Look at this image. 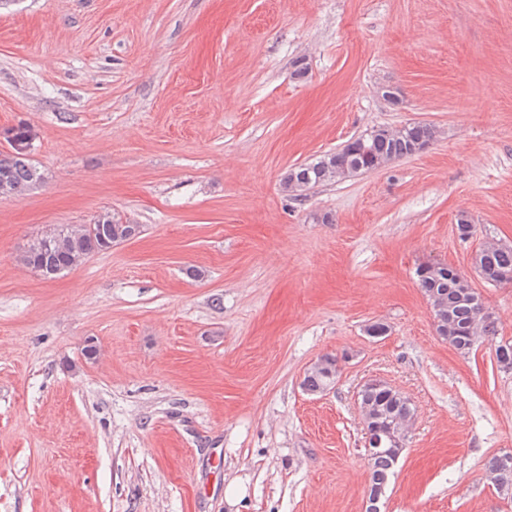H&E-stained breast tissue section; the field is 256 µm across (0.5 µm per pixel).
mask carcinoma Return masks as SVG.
Masks as SVG:
<instances>
[{
    "label": "carcinoma",
    "instance_id": "obj_1",
    "mask_svg": "<svg viewBox=\"0 0 512 512\" xmlns=\"http://www.w3.org/2000/svg\"><path fill=\"white\" fill-rule=\"evenodd\" d=\"M31 129L18 126L10 130L11 152L0 153V197H19L34 184L44 180L40 170L30 163L20 146ZM437 137L434 126L409 123L400 127L376 126L351 138L341 148L328 152L312 162L289 169L283 177V189L298 197L323 184L344 181L353 176L378 170L427 148ZM96 232L89 235L83 225L61 224L54 236L36 249L23 252V264L43 268V277L56 278L78 266L92 254L108 251L111 243L133 239L141 233V225L131 224L112 215L100 213L94 219ZM479 276L493 286L512 285V246L496 241L484 242L474 256ZM418 285L428 298L434 312L441 316L436 326L439 336L458 353L470 355L480 343L496 336L491 315L478 295L466 291L457 280V273L439 263H428L416 271ZM495 360L504 371L512 370V340L495 344ZM339 359L323 355L305 372L302 388L318 394L335 387L339 376ZM359 413L366 433L381 441L370 443L368 500H381L389 483L395 459L406 441L415 420V407L409 397L387 381L372 378L358 390ZM491 480L497 489L512 490V465L502 464V457L488 465Z\"/></svg>",
    "mask_w": 512,
    "mask_h": 512
}]
</instances>
